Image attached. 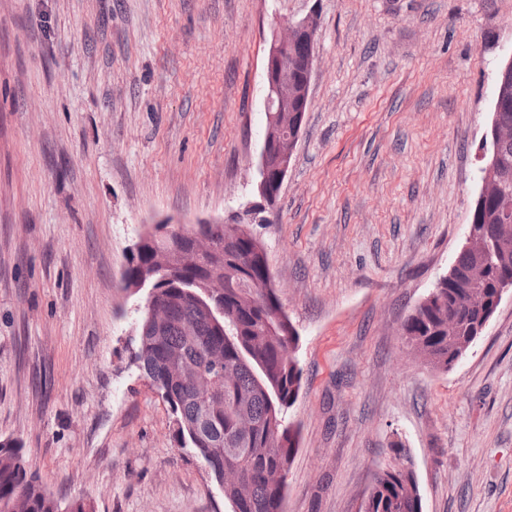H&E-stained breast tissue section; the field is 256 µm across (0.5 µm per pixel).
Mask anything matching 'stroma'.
I'll return each instance as SVG.
<instances>
[{
	"mask_svg": "<svg viewBox=\"0 0 512 512\" xmlns=\"http://www.w3.org/2000/svg\"><path fill=\"white\" fill-rule=\"evenodd\" d=\"M316 18L310 110L252 225L300 335L284 512H362L408 448L423 512H512V299L452 370L400 327L479 187L512 0H0V442L94 512H229L131 359L127 255L252 199L274 29Z\"/></svg>",
	"mask_w": 512,
	"mask_h": 512,
	"instance_id": "1",
	"label": "stroma"
}]
</instances>
